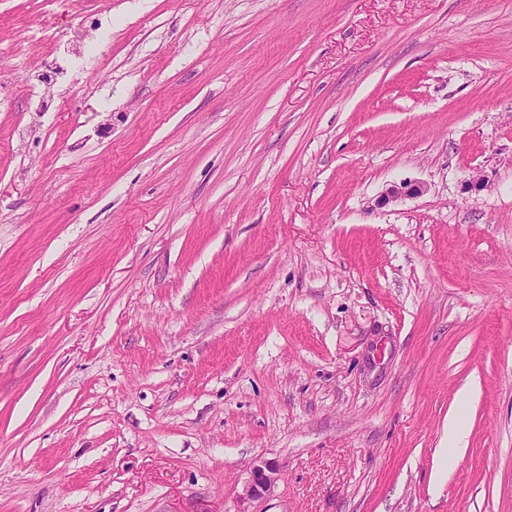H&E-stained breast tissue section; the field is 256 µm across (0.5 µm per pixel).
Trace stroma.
<instances>
[{
	"instance_id": "1",
	"label": "stroma",
	"mask_w": 512,
	"mask_h": 512,
	"mask_svg": "<svg viewBox=\"0 0 512 512\" xmlns=\"http://www.w3.org/2000/svg\"><path fill=\"white\" fill-rule=\"evenodd\" d=\"M0 512H512V0H0ZM427 191V186L421 182H402L388 187L383 196V202H390L402 197H418ZM279 468L275 462H264L256 465L252 478L245 488L246 495L260 498L271 490L278 480Z\"/></svg>"
}]
</instances>
